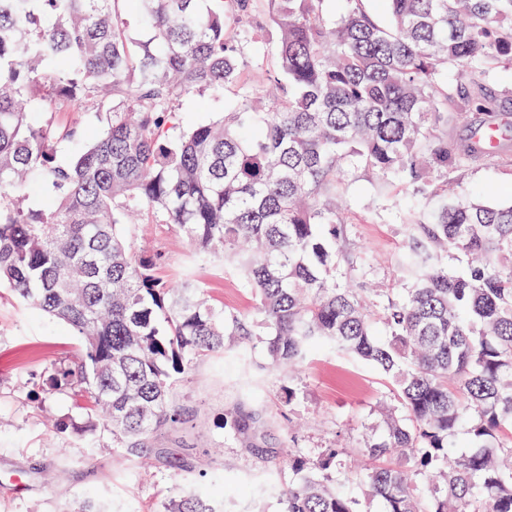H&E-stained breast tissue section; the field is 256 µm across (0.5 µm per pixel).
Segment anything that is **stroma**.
Segmentation results:
<instances>
[{"label": "stroma", "mask_w": 512, "mask_h": 512, "mask_svg": "<svg viewBox=\"0 0 512 512\" xmlns=\"http://www.w3.org/2000/svg\"><path fill=\"white\" fill-rule=\"evenodd\" d=\"M245 28L251 65L244 77L271 88L277 40L267 0H252ZM232 90L204 91L179 105L183 127L229 112ZM347 222L342 227L340 271L351 287L373 291L376 302L401 296L395 267L411 232L400 214L406 203L398 182L355 170L345 176ZM461 190L493 186L498 204L512 203V142L498 162L458 174ZM137 248L162 253L158 274L177 280L191 247L170 226L132 228ZM195 277L225 309L252 313L255 300L237 273L200 266ZM77 336L48 315L0 290V512H61L92 499L99 512H161L195 488L224 512H282L279 492L294 479L284 459L289 448L316 457L345 449L343 486L359 512H379L354 468V452L381 406H395L391 381L372 365L331 350L309 355L294 375L271 369L262 337H252L246 356L227 353L196 361L180 380L177 425L155 430L143 452L131 455L109 434L84 447L72 429L59 427L71 414L64 395L42 392L45 367L76 359Z\"/></svg>", "instance_id": "obj_1"}]
</instances>
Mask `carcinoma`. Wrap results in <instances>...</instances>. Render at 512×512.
I'll list each match as a JSON object with an SVG mask.
<instances>
[{
  "label": "carcinoma",
  "mask_w": 512,
  "mask_h": 512,
  "mask_svg": "<svg viewBox=\"0 0 512 512\" xmlns=\"http://www.w3.org/2000/svg\"><path fill=\"white\" fill-rule=\"evenodd\" d=\"M268 2L279 93L265 103L242 80L249 0H138L142 42L124 29L126 0H0V288L81 343L46 368V390L72 400L81 438L103 430L134 454L177 421L186 370L246 353L259 327L277 370L327 346L392 378L402 414L381 412L362 438L381 512H512V204L490 188L448 195L456 172L498 159L489 130L512 137V114L485 94L492 66L512 63V0H384L385 20L368 0H343L336 18L329 0ZM228 86L235 111L179 131L181 99ZM91 109L100 129L58 163L77 131L53 115ZM462 111L477 118L450 144ZM359 168L413 198L384 342L339 280L343 176ZM34 177L37 208L19 196ZM134 213L175 227L194 263L235 269L260 320L190 274L159 277L161 254L132 247ZM450 253L469 257L464 273ZM342 454L289 453L284 512H358ZM163 512L221 510L188 492Z\"/></svg>",
  "instance_id": "1"
}]
</instances>
